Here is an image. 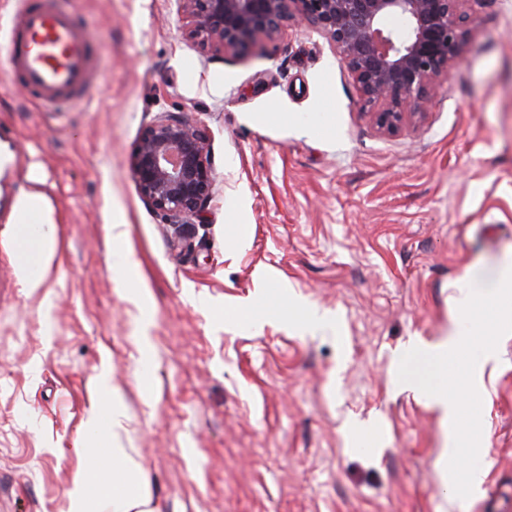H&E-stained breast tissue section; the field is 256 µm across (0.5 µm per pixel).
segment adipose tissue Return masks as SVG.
<instances>
[{
  "instance_id": "adipose-tissue-1",
  "label": "adipose tissue",
  "mask_w": 512,
  "mask_h": 512,
  "mask_svg": "<svg viewBox=\"0 0 512 512\" xmlns=\"http://www.w3.org/2000/svg\"><path fill=\"white\" fill-rule=\"evenodd\" d=\"M44 205L38 194L26 193L18 197L14 205L17 239L21 246L18 265L19 275L26 288L38 291L45 283L53 259V237L50 229L52 219L44 214ZM43 214L41 224L30 222L33 211ZM87 429L95 441L105 443L110 450L114 467L113 487L87 496L84 480H76L70 492L74 512H152L150 501L144 493L128 491V484H141L142 466L134 449L123 447L119 417H112L108 425H100L98 414H91Z\"/></svg>"
}]
</instances>
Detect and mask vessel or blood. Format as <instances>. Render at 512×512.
Listing matches in <instances>:
<instances>
[{"mask_svg": "<svg viewBox=\"0 0 512 512\" xmlns=\"http://www.w3.org/2000/svg\"><path fill=\"white\" fill-rule=\"evenodd\" d=\"M4 43L6 73L46 111L70 112L90 98L100 50L66 0H21Z\"/></svg>", "mask_w": 512, "mask_h": 512, "instance_id": "b4317fda", "label": "vessel or blood"}]
</instances>
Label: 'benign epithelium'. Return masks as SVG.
Listing matches in <instances>:
<instances>
[{"label":"benign epithelium","instance_id":"benign-epithelium-1","mask_svg":"<svg viewBox=\"0 0 512 512\" xmlns=\"http://www.w3.org/2000/svg\"><path fill=\"white\" fill-rule=\"evenodd\" d=\"M185 35L208 57L239 59L288 31L311 29L359 93L383 136L419 126L478 27L471 0H177ZM143 202L175 232L200 218L216 190L207 130L182 112L145 124L129 156Z\"/></svg>","mask_w":512,"mask_h":512}]
</instances>
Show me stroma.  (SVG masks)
<instances>
[{
    "label": "stroma",
    "mask_w": 512,
    "mask_h": 512,
    "mask_svg": "<svg viewBox=\"0 0 512 512\" xmlns=\"http://www.w3.org/2000/svg\"><path fill=\"white\" fill-rule=\"evenodd\" d=\"M76 8L105 62L86 108L41 111L0 71V512H70L111 401L152 512H512V333L475 372L467 499L439 474L442 412L398 380L410 347L447 340L458 283L512 260V0H481L463 63L394 137L314 31L223 61L175 0ZM179 111L217 179L180 236L128 166ZM30 189L55 240L35 293L11 226ZM298 305L328 327L285 319Z\"/></svg>",
    "instance_id": "stroma-1"
}]
</instances>
